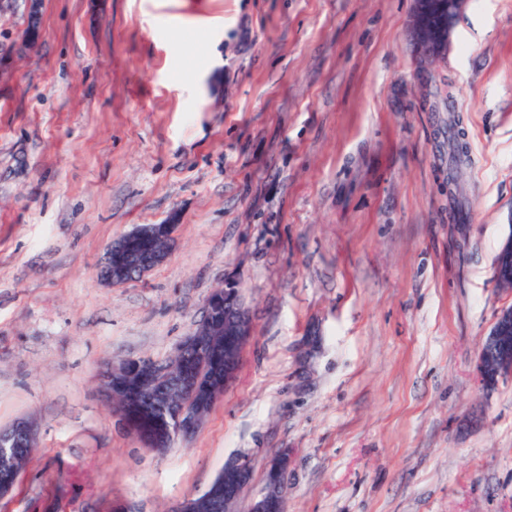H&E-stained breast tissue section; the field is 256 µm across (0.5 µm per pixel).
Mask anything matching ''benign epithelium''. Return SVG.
<instances>
[{"instance_id": "benign-epithelium-1", "label": "benign epithelium", "mask_w": 512, "mask_h": 512, "mask_svg": "<svg viewBox=\"0 0 512 512\" xmlns=\"http://www.w3.org/2000/svg\"><path fill=\"white\" fill-rule=\"evenodd\" d=\"M467 0H436V21H431L420 8L415 7L410 32L414 44L422 59L442 56L448 50V42L455 20L463 11ZM173 225L152 224L135 228L119 240L112 243L105 261L100 267V280L116 285L138 274L144 275L152 268L162 264L170 255V247L160 251L149 249L145 252H132L128 248L130 240L158 237L166 243L172 242ZM512 271V236L508 237L494 262V276L499 279ZM224 330L228 341L245 345L252 336V323L249 308L241 296L239 288L233 282L215 287L206 302L201 319L194 332L182 342V348L196 345V336L204 330ZM238 367V358L224 357V376L219 385L214 379L206 382L195 377V371H183L174 374L165 365L150 358L122 360L111 363L102 374V385L106 395L129 398L132 392L127 387L128 379L141 373V389L172 391L188 387L196 396V405H183L180 408V425L177 436L188 439L203 425L206 414L202 407L214 404L222 395L220 387L229 384ZM512 375V307L502 309L481 344L478 357L477 382L483 389H491L498 382ZM122 427L134 435L144 447L158 453L168 450L169 439L164 434L149 433L143 430L135 420L120 418ZM38 447L37 429L33 422L25 419L14 422L6 429H0V471H15L19 457L18 447ZM288 454L275 458L269 467V480L265 490L252 499L246 512H283L281 489L282 476L287 474ZM251 479V466L246 459H237L224 464V498H206L196 500L189 495L179 501L169 512H239L238 502L243 488Z\"/></svg>"}]
</instances>
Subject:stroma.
<instances>
[{"label": "stroma", "instance_id": "1", "mask_svg": "<svg viewBox=\"0 0 512 512\" xmlns=\"http://www.w3.org/2000/svg\"><path fill=\"white\" fill-rule=\"evenodd\" d=\"M413 5L42 0L0 80V429L39 432L0 512H170L243 456L246 504L283 452L284 512H512V377L476 380L512 305V0L426 65ZM142 224L169 258L101 282ZM227 280L235 377L150 451L102 366L172 357ZM173 225L152 224L146 227L135 228L119 240L112 243L107 251L105 261L100 267L98 276L101 281L116 285L125 282L129 276L137 273L143 276L152 268L162 264L170 255ZM150 239L158 237L163 239L167 246L160 251L152 249L146 252H132L128 248L133 238ZM121 257V260L112 262V258ZM120 423L122 427L134 435L145 448H149L155 452L164 453L168 448H171V445L175 442V440L172 441L170 447H168L169 439L167 435L149 433L143 430L137 422L131 418L124 416L120 418Z\"/></svg>", "mask_w": 512, "mask_h": 512}]
</instances>
